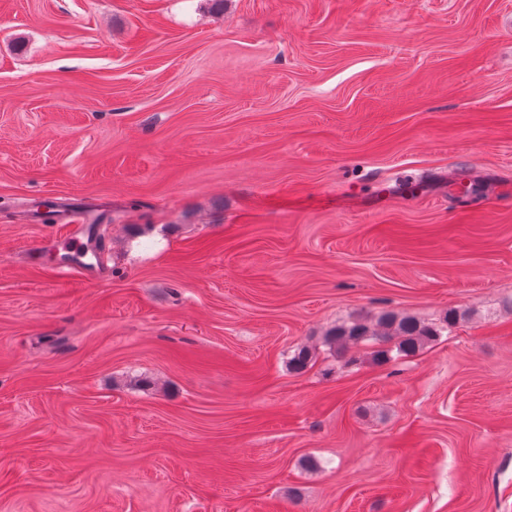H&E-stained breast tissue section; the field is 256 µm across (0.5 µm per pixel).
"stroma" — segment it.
Wrapping results in <instances>:
<instances>
[{
    "instance_id": "1",
    "label": "stroma",
    "mask_w": 512,
    "mask_h": 512,
    "mask_svg": "<svg viewBox=\"0 0 512 512\" xmlns=\"http://www.w3.org/2000/svg\"><path fill=\"white\" fill-rule=\"evenodd\" d=\"M509 20L0 0V512H512ZM462 315L450 312L444 327H432L412 317L399 316L394 312L382 314L376 330L363 321L341 324L330 329L324 336V342L333 348H345L349 344L374 340L383 345L395 340L393 347H381L375 351V360L379 363L389 361L395 350L398 356H408L420 351L424 346L441 336L443 330L450 331Z\"/></svg>"
}]
</instances>
